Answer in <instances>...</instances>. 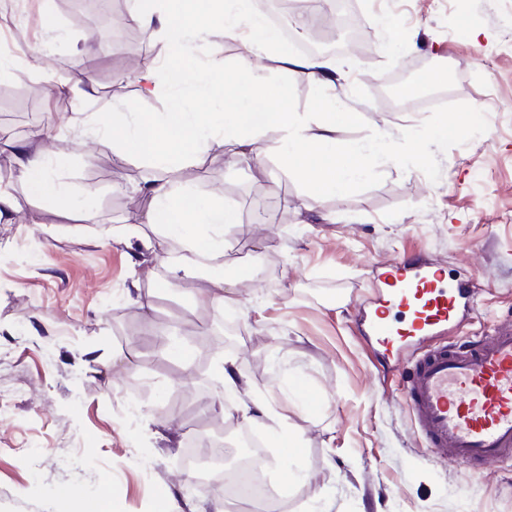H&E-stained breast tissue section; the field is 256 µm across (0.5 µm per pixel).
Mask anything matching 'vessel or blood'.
<instances>
[{
  "label": "vessel or blood",
  "instance_id": "vessel-or-blood-1",
  "mask_svg": "<svg viewBox=\"0 0 512 512\" xmlns=\"http://www.w3.org/2000/svg\"><path fill=\"white\" fill-rule=\"evenodd\" d=\"M388 278L390 307L377 311L371 331L387 348L411 338L421 343L402 389L426 447L474 467L512 461V323L450 343L446 335L471 304L470 290L414 257L391 263ZM393 308L402 322L389 320Z\"/></svg>",
  "mask_w": 512,
  "mask_h": 512
}]
</instances>
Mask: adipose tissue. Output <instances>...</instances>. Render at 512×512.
Masks as SVG:
<instances>
[{"label": "adipose tissue", "instance_id": "obj_1", "mask_svg": "<svg viewBox=\"0 0 512 512\" xmlns=\"http://www.w3.org/2000/svg\"><path fill=\"white\" fill-rule=\"evenodd\" d=\"M129 19L165 40L174 55H191L196 47L211 44L217 35L240 40L242 52L236 77L224 80L223 62L215 54L192 68L174 64L172 57L164 58L156 69L137 73L144 95L156 94L157 75L162 72L171 87L200 84L219 92L224 99L223 111L206 121L201 113L188 111L175 99L167 111L135 121L128 113L116 112L111 125L88 130V137L96 145H122L137 156L170 169L188 155L216 147L235 157L261 155L260 138L272 130L280 135L283 170L309 183L322 196L347 192L357 175L377 160L392 156L387 139L375 140L369 148L362 149L338 138V129L353 123L357 115L346 111L336 100L335 62L282 48L279 32L249 9L248 0H135ZM270 51L295 77L319 84L324 100L322 111H288L287 85L268 84L254 65L256 58ZM16 156L20 179L31 197H60L48 154L21 145ZM140 192L148 206L133 214L130 221L156 226L166 239L179 242L181 249L169 262V274L182 282H204V289L194 295L196 308L235 307L238 296L233 282L225 278L223 269L211 267L210 261L229 248L225 231L239 224L238 210L200 198L188 189H175L162 180L147 182Z\"/></svg>", "mask_w": 512, "mask_h": 512}]
</instances>
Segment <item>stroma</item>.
<instances>
[{"mask_svg": "<svg viewBox=\"0 0 512 512\" xmlns=\"http://www.w3.org/2000/svg\"><path fill=\"white\" fill-rule=\"evenodd\" d=\"M279 3L250 7L277 15L290 43L357 42L335 57L336 93L360 115L339 135L356 145L390 135L394 157L325 197L283 172L274 131L257 159L190 157L169 179L239 211L218 260L239 305L194 310L183 285L160 290L148 313L129 294L166 280L163 254L178 244L149 224L120 239L112 231L141 208L136 185L162 173L125 147L84 143L82 128L118 110L160 113L175 98L207 112L224 102L165 84L140 95L134 69L170 49L129 23L133 0L94 27L73 0H0V167L11 174L0 190L17 207L0 223V512H80L91 501L155 512L166 487L181 512H211L216 497L185 476L183 447L216 434L232 447L245 432L261 437L280 512H512V461L471 472L430 452L401 390L412 347L382 352L363 326L385 295L382 264L414 252L477 290L457 341L512 322V0H466L461 11L455 0H331L332 36L299 32ZM379 15L397 19L406 40L387 47ZM420 62L438 84L390 111L394 79ZM263 65L270 83L287 84L290 111H320L317 85ZM86 70L93 92L57 94ZM463 112L473 116L465 137L432 139ZM44 120L41 146L65 153L55 170L63 201L30 198L16 174L17 144ZM254 264L261 277L239 279ZM227 321L240 324L229 342ZM173 343L189 363L168 355ZM228 357L252 398L282 406L292 460L266 421L203 410Z\"/></svg>", "mask_w": 512, "mask_h": 512, "instance_id": "1", "label": "stroma"}]
</instances>
